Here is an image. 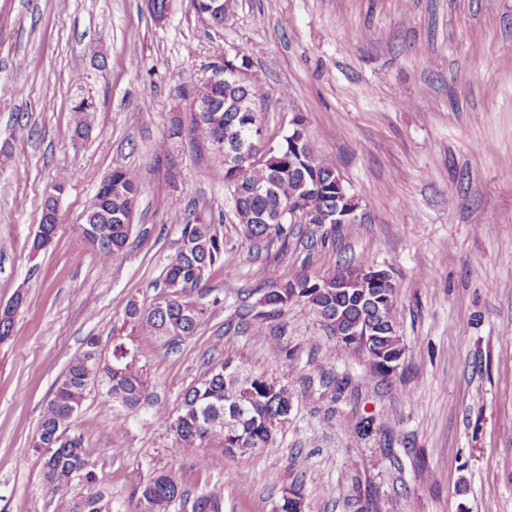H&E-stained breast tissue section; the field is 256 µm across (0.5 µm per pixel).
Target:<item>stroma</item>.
<instances>
[{
	"label": "stroma",
	"instance_id": "35a3bbf8",
	"mask_svg": "<svg viewBox=\"0 0 512 512\" xmlns=\"http://www.w3.org/2000/svg\"><path fill=\"white\" fill-rule=\"evenodd\" d=\"M234 12L217 28L190 0H170L161 22L145 0H0V308L24 297L0 342V512H57L31 446L54 384L88 340L110 357L129 301L166 299L164 268L195 218L220 225L226 259L193 294L206 310L196 335L134 337L147 399L129 410L98 383L70 422L112 512H132L157 470L219 492L224 512H273L293 484L305 512H512V0H237ZM238 53L266 92L267 140L302 117L359 198L354 222L252 251L214 177L219 152L171 137L189 121L182 75ZM81 95L98 107L75 140ZM117 163L140 193L129 245L105 265L78 226ZM58 183L57 234L36 254ZM347 262L397 288L406 351L383 380L329 360L336 339L304 305L262 336L244 318L268 267L285 282ZM228 359L287 384L293 408L272 447L214 448L202 468L155 414ZM364 418L375 429L362 437ZM50 200L51 199H50L49 195L48 196L46 195V197L43 201V204H42L41 219H40V224L38 226V229L41 232L36 233V235L33 239V242H32V250L35 252L43 250L44 248H42V245L48 247L52 243V241L56 235V230H57L56 218L54 215L48 214V212L51 211ZM46 222L48 224H46ZM42 235H43V240L41 238Z\"/></svg>",
	"mask_w": 512,
	"mask_h": 512
}]
</instances>
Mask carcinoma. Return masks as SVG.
Here are the masks:
<instances>
[{
  "mask_svg": "<svg viewBox=\"0 0 512 512\" xmlns=\"http://www.w3.org/2000/svg\"><path fill=\"white\" fill-rule=\"evenodd\" d=\"M191 2L196 13L212 19L215 26H226L234 18L229 12L213 17L214 0ZM182 82L211 106V111L191 116L189 133L194 138L223 144L246 135L260 121V113L245 112L237 106L242 100L263 103L265 94L259 83L207 87L192 73L185 74ZM94 106L93 101L88 109L70 106L75 137L89 134ZM254 151L261 155V160L240 166L236 185L231 187L237 224L251 244L277 240L286 247L294 236L295 225L265 224L259 216L272 219L281 203L292 201L313 209L312 223H322L321 214L336 205V164L322 155L305 134L299 135L296 143L288 145L285 151L267 152L258 141L254 142ZM138 196V177L116 165L110 176L101 181L86 208V222L79 225V232L96 249L103 263L127 248ZM50 211L47 196L42 204L39 232L32 242L35 252L49 246L56 235L57 222ZM180 238L181 245L164 270L168 297L150 306L129 302L125 323L131 326V331L169 340L186 339L197 332L205 311L187 293L198 288L215 266L224 265V234L216 224L188 221L181 227ZM339 272L337 268L282 282L277 271L269 269V288L259 301L261 310L254 315L253 332L265 335L267 322L287 314L288 306L301 303L308 314L338 337L337 351L331 352V359L338 354L361 358L370 374L383 378L389 356L405 351L398 333L396 296L377 305L364 298V293H372L370 288L338 292L332 284ZM318 282L323 287L316 286ZM358 324L374 327L375 335L358 343L342 338ZM97 379L106 382L113 400L129 409L137 408L145 397L146 380L125 343L114 346L109 363L101 360L93 341L72 359L54 386L32 442L49 488L55 492L75 484L87 488V493L80 497H60L58 512H112V501L97 489L93 471L86 469L95 449L85 444L81 436L69 433L71 418L81 407L86 390ZM291 410L288 386L226 360L209 368L205 378L185 392L176 413L159 412L156 421L174 437L177 447L203 466L209 448L248 454L269 447L288 421ZM133 498L136 512H176L188 502L191 512H223V501L217 492L207 491L191 501L188 491L169 470L158 471L137 486Z\"/></svg>",
  "mask_w": 512,
  "mask_h": 512,
  "instance_id": "obj_1",
  "label": "carcinoma"
}]
</instances>
